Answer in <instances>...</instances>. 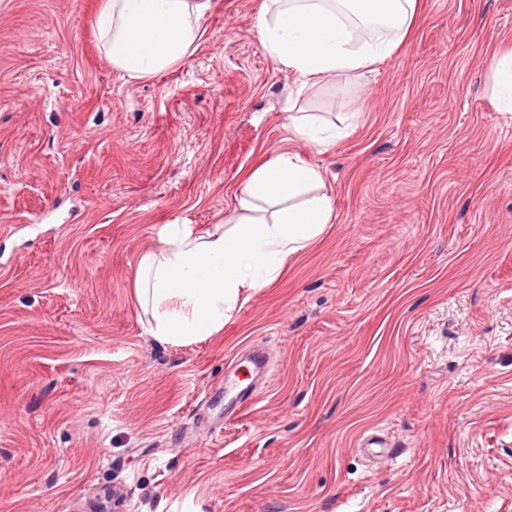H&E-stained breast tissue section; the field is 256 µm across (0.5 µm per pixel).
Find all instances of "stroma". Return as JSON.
<instances>
[{
    "label": "stroma",
    "instance_id": "stroma-1",
    "mask_svg": "<svg viewBox=\"0 0 512 512\" xmlns=\"http://www.w3.org/2000/svg\"><path fill=\"white\" fill-rule=\"evenodd\" d=\"M260 5L217 0L133 79L97 0H0V512H512V112L483 64L512 0H419L372 71L307 84ZM297 112L349 133L307 143ZM284 151L331 224L218 332L151 336L140 258ZM248 344L271 375L230 420ZM376 431L398 458L361 451Z\"/></svg>",
    "mask_w": 512,
    "mask_h": 512
}]
</instances>
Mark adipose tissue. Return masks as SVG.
I'll use <instances>...</instances> for the list:
<instances>
[{"label": "adipose tissue", "mask_w": 512, "mask_h": 512, "mask_svg": "<svg viewBox=\"0 0 512 512\" xmlns=\"http://www.w3.org/2000/svg\"><path fill=\"white\" fill-rule=\"evenodd\" d=\"M213 0H99L97 27L131 77L185 59ZM417 19V0H264L261 45L302 78L357 75L389 57ZM320 170L285 151L244 179L233 211L203 232L172 225L141 258L135 288L149 332L186 342L220 330L244 290L277 279L332 220Z\"/></svg>", "instance_id": "adipose-tissue-1"}]
</instances>
